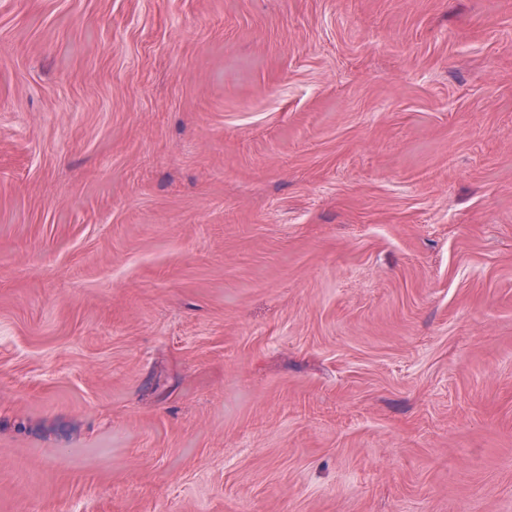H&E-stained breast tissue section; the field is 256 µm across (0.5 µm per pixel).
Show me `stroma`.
Masks as SVG:
<instances>
[{
    "instance_id": "obj_1",
    "label": "stroma",
    "mask_w": 512,
    "mask_h": 512,
    "mask_svg": "<svg viewBox=\"0 0 512 512\" xmlns=\"http://www.w3.org/2000/svg\"><path fill=\"white\" fill-rule=\"evenodd\" d=\"M0 512H512V0H0Z\"/></svg>"
}]
</instances>
